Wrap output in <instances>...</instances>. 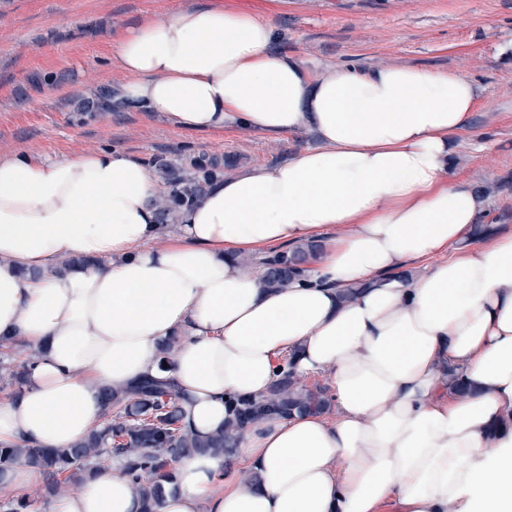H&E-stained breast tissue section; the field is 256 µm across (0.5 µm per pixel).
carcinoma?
Instances as JSON below:
<instances>
[{"mask_svg": "<svg viewBox=\"0 0 512 512\" xmlns=\"http://www.w3.org/2000/svg\"><path fill=\"white\" fill-rule=\"evenodd\" d=\"M166 194L158 201L160 224L166 225L175 211L194 203L216 180L224 177L218 158H194L186 167L161 165ZM324 251L320 241L303 243L265 261L264 280L271 288H286L309 270ZM35 364V354L16 361L0 354V390L20 391ZM269 392L259 399H240L224 426L209 435H199L182 423L181 397L169 378H149L122 389L107 388V406L100 425L66 448L18 445L0 448V473L23 461L43 476V498L58 494L64 484H79L94 472L107 468L115 456L126 459L124 475L129 479L140 512H155L168 495L178 492L173 478L176 463L193 454L230 459L247 426L259 417L273 414L291 417L331 411L332 398L326 388L297 382L290 358Z\"/></svg>", "mask_w": 512, "mask_h": 512, "instance_id": "carcinoma-1", "label": "carcinoma"}]
</instances>
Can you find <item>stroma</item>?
Returning a JSON list of instances; mask_svg holds the SVG:
<instances>
[{
    "label": "stroma",
    "mask_w": 512,
    "mask_h": 512,
    "mask_svg": "<svg viewBox=\"0 0 512 512\" xmlns=\"http://www.w3.org/2000/svg\"><path fill=\"white\" fill-rule=\"evenodd\" d=\"M221 0H0V156L57 158L109 148L152 163L198 156L224 161L225 176L274 165L316 147L309 130L267 135L246 127L191 133L159 112L79 114L122 82L114 49L131 27ZM259 17L280 48L325 69L423 67L476 82L482 98L453 140L448 174L490 188L480 221L512 228V0H270ZM45 76L32 85V75Z\"/></svg>",
    "instance_id": "stroma-1"
}]
</instances>
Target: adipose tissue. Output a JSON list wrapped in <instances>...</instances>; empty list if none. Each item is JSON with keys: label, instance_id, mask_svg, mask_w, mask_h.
Listing matches in <instances>:
<instances>
[{"label": "adipose tissue", "instance_id": "adipose-tissue-1", "mask_svg": "<svg viewBox=\"0 0 512 512\" xmlns=\"http://www.w3.org/2000/svg\"><path fill=\"white\" fill-rule=\"evenodd\" d=\"M276 39L270 20L204 7L117 43L118 108L186 131L319 140L215 181L165 246L154 244L163 187L142 161L111 149L0 156V336L37 354L20 393L0 400V447H68L100 423L102 388L162 376L184 394V426L207 435L232 399L265 395L288 355L297 374L326 378L336 422L249 425L238 453L251 489L222 459L182 458L179 492L157 512H512V230L475 241L480 201L448 178L481 90L426 68L317 70ZM330 232L283 289L237 260ZM64 255L86 264L59 269ZM350 287L358 295L342 300ZM124 468L113 458L50 512H138Z\"/></svg>", "mask_w": 512, "mask_h": 512}]
</instances>
